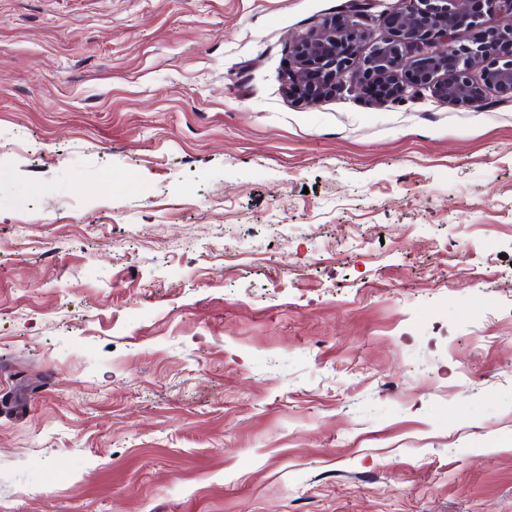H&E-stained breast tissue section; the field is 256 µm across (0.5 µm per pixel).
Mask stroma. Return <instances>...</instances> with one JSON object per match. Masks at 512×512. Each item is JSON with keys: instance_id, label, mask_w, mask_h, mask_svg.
<instances>
[{"instance_id": "1", "label": "stroma", "mask_w": 512, "mask_h": 512, "mask_svg": "<svg viewBox=\"0 0 512 512\" xmlns=\"http://www.w3.org/2000/svg\"><path fill=\"white\" fill-rule=\"evenodd\" d=\"M394 0H0V512H512V97L287 96Z\"/></svg>"}]
</instances>
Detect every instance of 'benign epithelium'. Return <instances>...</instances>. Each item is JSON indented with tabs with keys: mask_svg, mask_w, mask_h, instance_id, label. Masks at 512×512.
<instances>
[{
	"mask_svg": "<svg viewBox=\"0 0 512 512\" xmlns=\"http://www.w3.org/2000/svg\"><path fill=\"white\" fill-rule=\"evenodd\" d=\"M512 0H397L382 15L388 35L378 38L359 20L327 21L298 36L288 76L290 92L314 104L347 83L362 93L377 82L384 98L405 101L420 90L452 104L476 107L495 91L512 96ZM473 32L471 43L456 45L460 28ZM358 46L356 55L336 54V43Z\"/></svg>",
	"mask_w": 512,
	"mask_h": 512,
	"instance_id": "obj_1",
	"label": "benign epithelium"
}]
</instances>
